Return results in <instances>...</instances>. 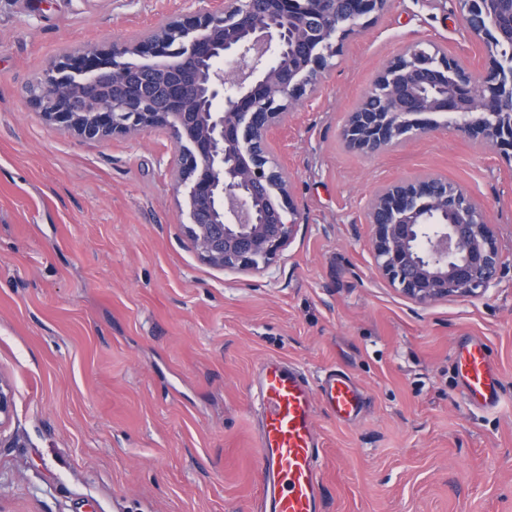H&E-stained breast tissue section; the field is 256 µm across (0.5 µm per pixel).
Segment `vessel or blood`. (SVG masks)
I'll return each mask as SVG.
<instances>
[{
    "label": "vessel or blood",
    "instance_id": "1",
    "mask_svg": "<svg viewBox=\"0 0 512 512\" xmlns=\"http://www.w3.org/2000/svg\"><path fill=\"white\" fill-rule=\"evenodd\" d=\"M453 357L462 395L481 409L499 407L500 375L487 344L468 338L456 346ZM256 376L263 512H324L316 406L324 404L337 419L351 421L362 412L366 398L340 369H328L313 385L297 367L269 357L259 364Z\"/></svg>",
    "mask_w": 512,
    "mask_h": 512
}]
</instances>
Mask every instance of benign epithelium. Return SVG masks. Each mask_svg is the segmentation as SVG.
I'll list each match as a JSON object with an SVG mask.
<instances>
[{
  "instance_id": "1",
  "label": "benign epithelium",
  "mask_w": 512,
  "mask_h": 512,
  "mask_svg": "<svg viewBox=\"0 0 512 512\" xmlns=\"http://www.w3.org/2000/svg\"><path fill=\"white\" fill-rule=\"evenodd\" d=\"M389 0H206L130 44L63 55L48 70L32 106L64 133L99 140L155 127L178 147L173 170L185 187L190 223L184 232L210 266L249 273L269 266L295 225L288 176L271 157L273 130L288 125L303 100L320 91L335 40L357 33ZM468 41L482 48L490 31L473 19V0H456ZM231 64L224 75L221 61ZM210 63L197 81L173 80L168 69ZM485 77L435 43L413 42L376 76L342 129L345 144L375 154L453 130L504 154L512 149V113L489 100L512 93V69L490 52ZM130 72L141 82L112 108L111 89ZM434 112L457 115L435 124ZM366 223L379 273L417 304L483 297L503 267L497 232L461 187L437 176L393 182L368 201ZM14 405L0 379V421Z\"/></svg>"
}]
</instances>
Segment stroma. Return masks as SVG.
Listing matches in <instances>:
<instances>
[{
  "instance_id": "obj_1",
  "label": "stroma",
  "mask_w": 512,
  "mask_h": 512,
  "mask_svg": "<svg viewBox=\"0 0 512 512\" xmlns=\"http://www.w3.org/2000/svg\"><path fill=\"white\" fill-rule=\"evenodd\" d=\"M199 0H0V512H254L252 392L276 356L336 367L366 395L353 421L316 411L328 512H512V165L455 132L370 156L341 128L407 43L465 63L455 0H392L342 42L323 88L272 151L297 231L256 274L220 270L182 226L164 128L63 133L27 85L75 49L132 42ZM433 174L480 203L505 266L481 299L420 306L378 272L368 197ZM485 340L502 404H468L456 344Z\"/></svg>"
}]
</instances>
